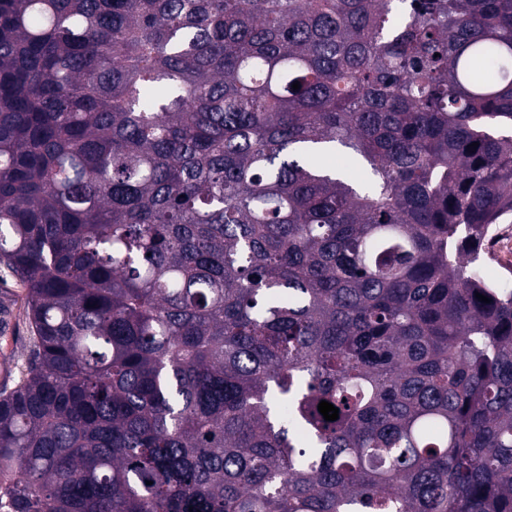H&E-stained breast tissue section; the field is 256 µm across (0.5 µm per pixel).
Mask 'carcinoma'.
<instances>
[{
    "label": "carcinoma",
    "instance_id": "1",
    "mask_svg": "<svg viewBox=\"0 0 512 512\" xmlns=\"http://www.w3.org/2000/svg\"><path fill=\"white\" fill-rule=\"evenodd\" d=\"M511 216L512 0H0V512H512ZM22 288H17L10 272L0 265V304L3 295L8 298L5 302L7 313H0V391L13 385L15 370L12 364L13 352L27 334V323L24 313ZM8 368L9 381L2 374V369Z\"/></svg>",
    "mask_w": 512,
    "mask_h": 512
}]
</instances>
